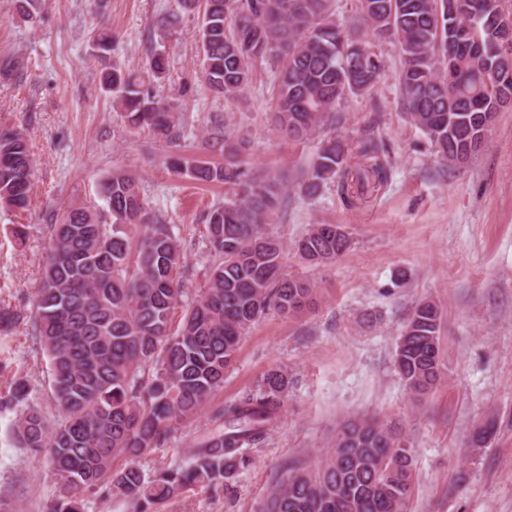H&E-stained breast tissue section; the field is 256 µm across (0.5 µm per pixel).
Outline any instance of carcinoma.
I'll list each match as a JSON object with an SVG mask.
<instances>
[{"label": "carcinoma", "mask_w": 512, "mask_h": 512, "mask_svg": "<svg viewBox=\"0 0 512 512\" xmlns=\"http://www.w3.org/2000/svg\"><path fill=\"white\" fill-rule=\"evenodd\" d=\"M201 20V53L207 86L239 95L250 79L252 60L279 62L272 121L292 140L317 134L347 95L370 90L384 71L367 40L336 24L333 0H181ZM504 0H359L364 36L388 38L401 49V97L413 124L430 140L446 167L480 150L473 140L492 127L502 72H512L509 53L493 28ZM45 0H15L17 16L33 23ZM112 30L100 29L92 54L112 48ZM154 81L169 72L168 55L146 62ZM455 83L448 86L447 71ZM100 84L123 111L127 126L169 143L184 138L179 113L157 99L154 87L130 72L104 70ZM227 126L213 124L207 142L227 154L224 163L186 168L190 178L228 184L234 197L210 208L205 239L210 264L204 287L190 292L185 253L175 226L154 212L138 179L124 169L102 176V207L75 203L46 225L47 245L40 286L22 314L0 307V337L26 322L45 351L50 374L48 413L27 381L15 380L0 395V415L13 414L14 447L46 456L57 492L49 512H84V494L103 489L135 506H154L192 485L220 495L250 464L249 450L264 442L281 420L288 374L272 368L255 389L212 410L216 428L184 449L187 463L149 478L138 458L167 440L205 407L224 384L247 329L273 311L298 313L297 300L313 302L314 288L284 272L285 247L267 231L287 196L267 171L250 172L231 152ZM380 147L371 138L354 147L322 140L299 191L310 197L350 173L352 158L377 184L388 179ZM29 140L14 127L0 128V206L24 208L33 187ZM332 224H312L294 244L313 266L336 262L350 248ZM182 309L173 325L176 309ZM440 307L417 303L397 343L395 364L405 386L427 393L443 376L438 338ZM117 458L125 466L112 469ZM414 457L401 431L373 418L340 423L326 458L283 467L259 512H406Z\"/></svg>", "instance_id": "1"}]
</instances>
